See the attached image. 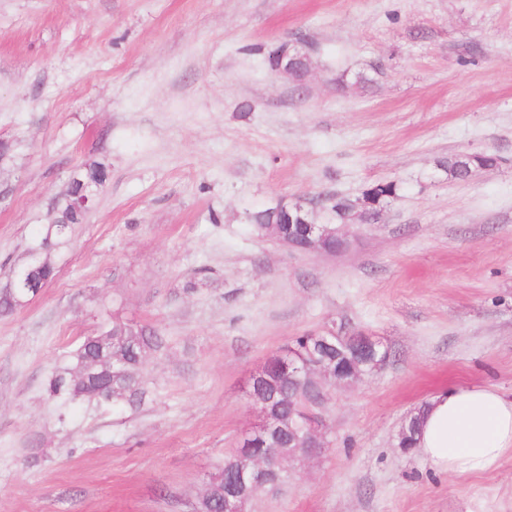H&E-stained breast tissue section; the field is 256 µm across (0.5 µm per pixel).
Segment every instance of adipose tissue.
Listing matches in <instances>:
<instances>
[{"instance_id":"ef3b65f1","label":"adipose tissue","mask_w":512,"mask_h":512,"mask_svg":"<svg viewBox=\"0 0 512 512\" xmlns=\"http://www.w3.org/2000/svg\"><path fill=\"white\" fill-rule=\"evenodd\" d=\"M416 446L437 470L489 471L512 451V398L492 387L442 390L424 406Z\"/></svg>"}]
</instances>
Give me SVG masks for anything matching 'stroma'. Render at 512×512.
Returning <instances> with one entry per match:
<instances>
[{"label": "stroma", "instance_id": "obj_1", "mask_svg": "<svg viewBox=\"0 0 512 512\" xmlns=\"http://www.w3.org/2000/svg\"><path fill=\"white\" fill-rule=\"evenodd\" d=\"M299 39L300 85L268 65ZM0 141V284L73 173L107 170L55 279L0 317V512H192L258 421L249 375L330 329L390 358L332 389L327 447L249 512H512V452L457 476L399 447L441 390L512 396V0H0ZM458 153L498 165L458 182ZM380 181L396 197L336 254L246 219ZM116 319L166 340L144 401L58 404L52 373Z\"/></svg>", "mask_w": 512, "mask_h": 512}]
</instances>
